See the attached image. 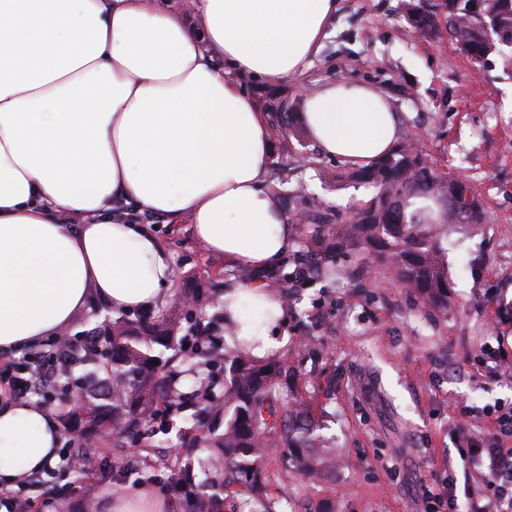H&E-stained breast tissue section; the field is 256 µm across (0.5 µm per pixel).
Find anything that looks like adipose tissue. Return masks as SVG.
Instances as JSON below:
<instances>
[{
    "label": "adipose tissue",
    "instance_id": "obj_1",
    "mask_svg": "<svg viewBox=\"0 0 512 512\" xmlns=\"http://www.w3.org/2000/svg\"><path fill=\"white\" fill-rule=\"evenodd\" d=\"M338 0H0V357L66 329L87 303L163 305L174 271L141 224L189 221L200 248L259 271L294 230L266 190L270 129L238 82L302 74ZM319 150L363 166L399 118L372 87L327 83L299 116ZM236 339L265 358L283 308L261 283L229 289ZM59 425L0 404V488L52 467Z\"/></svg>",
    "mask_w": 512,
    "mask_h": 512
}]
</instances>
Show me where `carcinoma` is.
I'll use <instances>...</instances> for the list:
<instances>
[{
  "label": "carcinoma",
  "instance_id": "carcinoma-1",
  "mask_svg": "<svg viewBox=\"0 0 512 512\" xmlns=\"http://www.w3.org/2000/svg\"><path fill=\"white\" fill-rule=\"evenodd\" d=\"M414 6L433 32L445 18L448 38L472 63L484 65L501 42L499 30H512V0H491L489 27L470 12L472 0H446ZM271 126L288 136L290 113L280 97L265 102ZM353 183L369 184L377 194L353 213L324 206L317 198L297 197L313 209L311 233L326 250L311 258L318 275L331 270L341 246L374 266L388 265L398 279L440 311L448 310V195L458 178L432 168L422 152L398 143L382 158L346 173ZM80 350L112 360L104 375H85L73 401L92 435H104L101 455L115 462L135 445L138 470L149 473L159 463L177 472L183 495L194 512H282L286 497L271 492L266 470L274 462L309 480L336 471V448L317 433L299 400L288 402L282 365L261 362L232 349L200 319L182 322L181 314L144 311L125 315L89 330ZM191 425L180 436L173 459L160 454L155 437L167 433L176 418ZM208 450L207 455L199 452Z\"/></svg>",
  "mask_w": 512,
  "mask_h": 512
}]
</instances>
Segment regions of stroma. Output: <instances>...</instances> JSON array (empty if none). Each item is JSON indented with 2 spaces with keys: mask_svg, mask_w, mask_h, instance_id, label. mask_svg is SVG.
I'll use <instances>...</instances> for the list:
<instances>
[{
  "mask_svg": "<svg viewBox=\"0 0 512 512\" xmlns=\"http://www.w3.org/2000/svg\"><path fill=\"white\" fill-rule=\"evenodd\" d=\"M410 0H339L328 36L302 75L268 84L240 82L255 102L295 96L322 83L361 81L391 99L399 135L416 141L439 171L468 180L488 221L456 226L448 237V309L421 306L387 273L357 276V258L336 255V274L291 290L279 326L289 336L276 353L292 373V395L335 437V474L310 482L269 470L287 487V512H448L440 494L457 481L460 512H484V477L470 470L471 449L491 444L495 408L512 407V57L491 54L472 65L447 33L419 37L408 21ZM314 157L289 171L290 184L350 210L374 187L340 180V160L322 153L303 127L273 139L271 158ZM171 255V291L202 285L223 271V256L201 250L187 223L140 213ZM80 470L45 488L42 512H84Z\"/></svg>",
  "mask_w": 512,
  "mask_h": 512,
  "instance_id": "35a3bbf8",
  "label": "stroma"
}]
</instances>
